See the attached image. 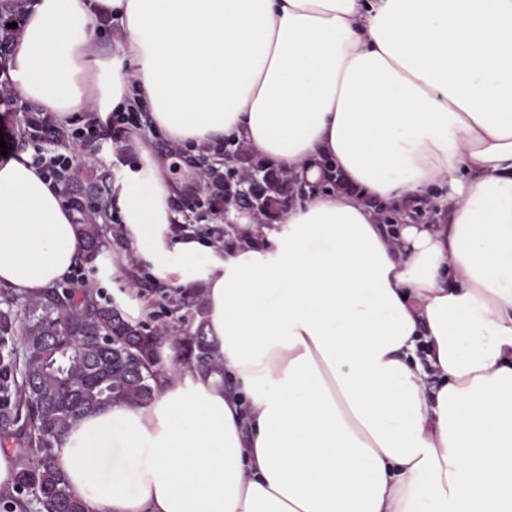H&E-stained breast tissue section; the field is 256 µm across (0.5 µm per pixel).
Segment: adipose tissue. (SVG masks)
<instances>
[{
  "instance_id": "obj_1",
  "label": "adipose tissue",
  "mask_w": 512,
  "mask_h": 512,
  "mask_svg": "<svg viewBox=\"0 0 512 512\" xmlns=\"http://www.w3.org/2000/svg\"><path fill=\"white\" fill-rule=\"evenodd\" d=\"M7 72L58 121L138 112L193 155L243 142L314 186L281 224L229 210L235 245L187 236L177 184L132 135L140 164L112 195L142 268L105 248L94 281L133 325L153 313L139 272L201 287L224 372L160 344L146 405L56 442L73 499L512 512V0H32ZM424 197L436 215L414 220ZM83 252L51 180L0 158V288L41 294Z\"/></svg>"
}]
</instances>
